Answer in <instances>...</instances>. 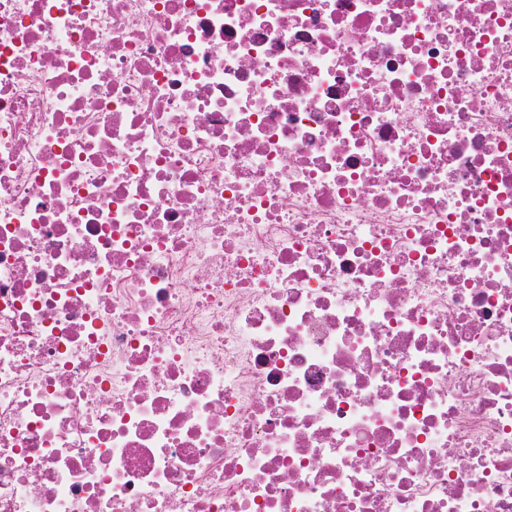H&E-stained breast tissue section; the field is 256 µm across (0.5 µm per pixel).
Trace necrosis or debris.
<instances>
[{
  "label": "necrosis or debris",
  "mask_w": 512,
  "mask_h": 512,
  "mask_svg": "<svg viewBox=\"0 0 512 512\" xmlns=\"http://www.w3.org/2000/svg\"><path fill=\"white\" fill-rule=\"evenodd\" d=\"M0 512H512V0H0Z\"/></svg>",
  "instance_id": "necrosis-or-debris-1"
}]
</instances>
